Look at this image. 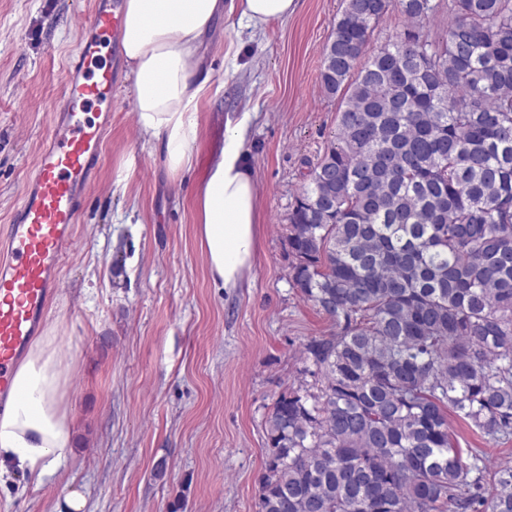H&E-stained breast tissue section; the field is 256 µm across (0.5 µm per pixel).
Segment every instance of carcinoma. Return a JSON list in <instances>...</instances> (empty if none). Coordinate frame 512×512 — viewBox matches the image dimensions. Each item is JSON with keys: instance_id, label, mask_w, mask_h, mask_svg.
<instances>
[{"instance_id": "1", "label": "carcinoma", "mask_w": 512, "mask_h": 512, "mask_svg": "<svg viewBox=\"0 0 512 512\" xmlns=\"http://www.w3.org/2000/svg\"><path fill=\"white\" fill-rule=\"evenodd\" d=\"M444 8L440 40L422 23ZM320 82L336 133L288 249L339 331L267 415L258 512H512V467L448 430L512 435V0H341ZM401 24V17L397 12L390 14L375 28L370 46L373 48L391 39L401 28Z\"/></svg>"}]
</instances>
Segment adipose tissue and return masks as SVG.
<instances>
[{
  "label": "adipose tissue",
  "mask_w": 512,
  "mask_h": 512,
  "mask_svg": "<svg viewBox=\"0 0 512 512\" xmlns=\"http://www.w3.org/2000/svg\"><path fill=\"white\" fill-rule=\"evenodd\" d=\"M242 21L256 28L287 19L297 0H237ZM224 0H124L122 52L135 93L137 125L146 141L164 145L177 174L192 165L199 103L209 76L202 48ZM250 115L226 119L224 147L198 186L196 237L215 286L231 290L251 273L261 222L246 149ZM57 329L48 327L14 372L15 397L0 414V477L13 472L41 485L73 454L74 428L65 400Z\"/></svg>",
  "instance_id": "adipose-tissue-1"
}]
</instances>
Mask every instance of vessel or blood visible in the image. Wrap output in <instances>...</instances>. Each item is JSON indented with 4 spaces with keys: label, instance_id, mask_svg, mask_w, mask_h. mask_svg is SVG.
Returning a JSON list of instances; mask_svg holds the SVG:
<instances>
[{
    "label": "vessel or blood",
    "instance_id": "1",
    "mask_svg": "<svg viewBox=\"0 0 512 512\" xmlns=\"http://www.w3.org/2000/svg\"><path fill=\"white\" fill-rule=\"evenodd\" d=\"M84 26L86 36L67 62L68 109L54 113L35 174L0 235V411L12 393L15 366L49 315L101 158L107 124L87 122L84 114L112 99L113 71L99 59L104 44H119L123 35L118 0H96Z\"/></svg>",
    "mask_w": 512,
    "mask_h": 512
}]
</instances>
